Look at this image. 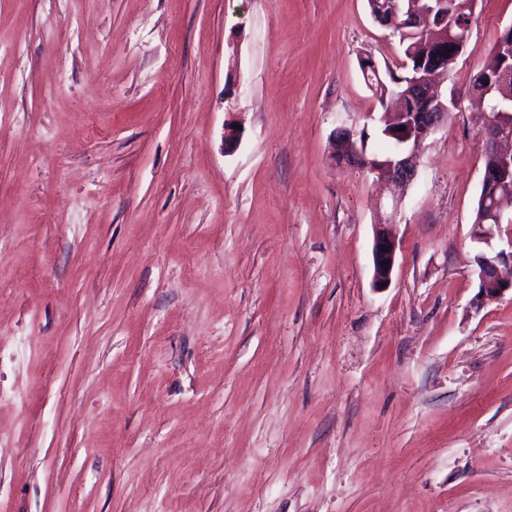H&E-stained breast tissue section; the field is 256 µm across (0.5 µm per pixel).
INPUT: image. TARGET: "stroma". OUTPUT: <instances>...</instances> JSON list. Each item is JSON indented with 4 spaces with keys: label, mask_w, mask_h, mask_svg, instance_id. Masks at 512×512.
<instances>
[{
    "label": "stroma",
    "mask_w": 512,
    "mask_h": 512,
    "mask_svg": "<svg viewBox=\"0 0 512 512\" xmlns=\"http://www.w3.org/2000/svg\"><path fill=\"white\" fill-rule=\"evenodd\" d=\"M510 24L478 0L397 199L329 158L391 149L366 0H0V512H512L467 95ZM376 226L373 241V286L386 288L391 282L397 251V241L393 232L394 222L388 219L384 224ZM383 246L389 247V252L382 250ZM382 261H389L388 266H381Z\"/></svg>",
    "instance_id": "stroma-1"
}]
</instances>
